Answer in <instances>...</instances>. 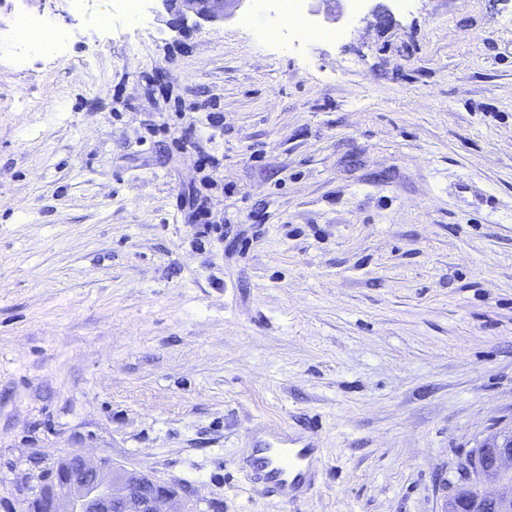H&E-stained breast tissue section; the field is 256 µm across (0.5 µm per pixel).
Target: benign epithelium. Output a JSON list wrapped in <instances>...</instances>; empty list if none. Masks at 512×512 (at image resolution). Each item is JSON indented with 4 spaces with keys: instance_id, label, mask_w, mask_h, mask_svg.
<instances>
[{
    "instance_id": "7a95c632",
    "label": "benign epithelium",
    "mask_w": 512,
    "mask_h": 512,
    "mask_svg": "<svg viewBox=\"0 0 512 512\" xmlns=\"http://www.w3.org/2000/svg\"><path fill=\"white\" fill-rule=\"evenodd\" d=\"M170 25L187 34L201 23L222 22L245 0H158ZM477 502L460 494V512H512V431L499 434L490 465H476ZM24 512H194L178 490L136 468L117 466L107 457L90 461L80 450L59 460Z\"/></svg>"
}]
</instances>
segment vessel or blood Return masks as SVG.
<instances>
[{"label":"vessel or blood","instance_id":"1","mask_svg":"<svg viewBox=\"0 0 512 512\" xmlns=\"http://www.w3.org/2000/svg\"><path fill=\"white\" fill-rule=\"evenodd\" d=\"M244 466L261 492L286 497L314 487L318 457L301 438L277 430L256 441Z\"/></svg>","mask_w":512,"mask_h":512}]
</instances>
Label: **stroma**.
<instances>
[{
    "label": "stroma",
    "instance_id": "1",
    "mask_svg": "<svg viewBox=\"0 0 512 512\" xmlns=\"http://www.w3.org/2000/svg\"><path fill=\"white\" fill-rule=\"evenodd\" d=\"M141 8L0 0V512L78 450L200 512H448L512 429V0ZM269 424L311 494L241 471ZM160 2L164 11L171 17L169 24L179 33L187 34L201 22H222L235 13L245 0H151ZM190 18H193L189 25Z\"/></svg>",
    "mask_w": 512,
    "mask_h": 512
}]
</instances>
